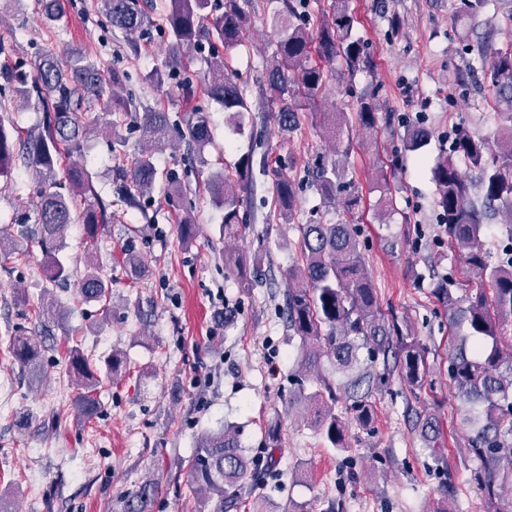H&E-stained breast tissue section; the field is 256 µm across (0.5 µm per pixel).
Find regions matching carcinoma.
Instances as JSON below:
<instances>
[{
  "label": "carcinoma",
  "instance_id": "cac0c4a2",
  "mask_svg": "<svg viewBox=\"0 0 512 512\" xmlns=\"http://www.w3.org/2000/svg\"><path fill=\"white\" fill-rule=\"evenodd\" d=\"M269 24L277 34L276 46L267 70L272 98L280 100L272 118L282 131L294 129L298 111L317 106L332 75L312 61L338 56L347 67L365 64L360 39L354 36L355 17L348 0H332V11L323 15L316 33L296 23L297 7L293 0H267ZM490 0H460L458 13L473 18ZM101 11L112 27L126 35L141 30L148 22L145 4L140 0H100ZM248 17L241 0H224L216 10L213 0H169L165 25L172 39L168 56L144 76L152 85L161 86L182 65V50L208 46L202 58L200 88L230 113L234 129L242 131L251 106L246 90L235 80L227 54L243 41ZM493 52L484 70L492 91L490 105L499 110L501 136L496 144L462 127L457 130L453 153L455 159L440 157L433 168L438 208L447 217L448 241L466 265L479 273L488 287L467 288L453 297L448 283L437 284L436 296L453 320L463 330L455 337L448 354V378L462 404L464 421L472 428L470 452L479 460L476 480L489 502L500 497L501 490L512 488V260L492 265L481 238L486 212L474 206L469 183L457 161L477 175L486 208L508 216L507 238L512 244V51L480 48L481 54ZM3 87L11 89L14 102L44 112L42 125L21 131L9 110L0 103V177H10L14 159L19 157L35 174L40 186L34 216L24 211L17 215L20 235L28 233L25 224H37L35 241L43 255L47 281L36 315L56 323L65 318L52 287L67 281L70 271L60 260L65 247V233L75 220H81L85 234L94 238L108 223L112 203L98 198L87 200L91 191L89 173L83 166H73L59 176L62 154L81 152L92 126L112 136V143L122 145L120 130L135 124L150 147L133 152L122 170L118 199L129 206L155 187L159 177L157 155L166 147L170 132L167 112L134 109L133 101L114 95V89L128 82L126 70L90 60L76 51L44 50L34 65V76L0 67ZM103 106L111 119L100 125L87 116L96 106ZM359 124H376L372 100L360 101ZM336 140V152L349 146L340 137L344 113L316 112ZM188 145L199 150L211 141L209 113L197 111L187 121ZM315 181L328 200L345 191V172L332 162L318 167ZM253 165L244 158L233 171H216L206 179L207 191L215 208L223 212V233L239 237L245 230L240 224V208L245 194L253 186ZM275 205L278 210H292L296 202V183L283 171L274 179ZM79 216H74V211ZM300 263L288 269V289L283 308L290 336L300 342L298 372L314 379L315 389L299 391L295 401L304 407L309 426L330 447L348 449V425L335 413L336 390L321 373L327 360L336 371L352 374L349 383L351 421L367 428L373 420L375 386L396 374L410 386L422 382L427 371L425 354L414 336H405L394 321L383 314L377 290L367 276L360 254V241L350 220L324 224L309 219L301 225ZM112 283L96 267L89 265L78 283V293L85 302L110 298ZM9 352L19 364L40 369L41 347L28 336L14 337ZM366 358H361L362 353ZM69 370L75 375L78 393L75 404L83 417L98 413L95 396L99 384L97 368L77 346L66 349ZM383 360V369L374 367ZM281 444L279 426L267 428L266 469L278 466ZM249 459L239 440L235 425L205 430L196 441L189 459L190 485L195 498L211 507V512H230L240 506L242 484L248 476ZM158 486L148 480L129 492L124 512H150Z\"/></svg>",
  "mask_w": 512,
  "mask_h": 512
}]
</instances>
